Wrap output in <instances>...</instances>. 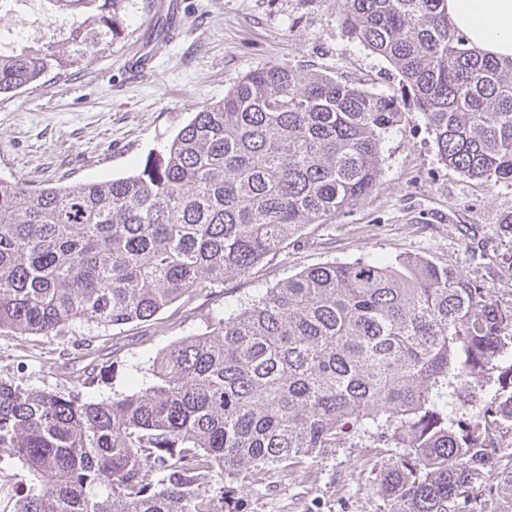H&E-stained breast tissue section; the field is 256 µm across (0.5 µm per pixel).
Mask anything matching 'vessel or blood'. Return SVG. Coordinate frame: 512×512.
<instances>
[{"instance_id":"b4317fda","label":"vessel or blood","mask_w":512,"mask_h":512,"mask_svg":"<svg viewBox=\"0 0 512 512\" xmlns=\"http://www.w3.org/2000/svg\"><path fill=\"white\" fill-rule=\"evenodd\" d=\"M182 33L181 0H156L146 37L126 61L128 74L135 78L147 76L155 68L154 45L175 41Z\"/></svg>"}]
</instances>
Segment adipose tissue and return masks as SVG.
<instances>
[{
    "instance_id": "adipose-tissue-1",
    "label": "adipose tissue",
    "mask_w": 512,
    "mask_h": 512,
    "mask_svg": "<svg viewBox=\"0 0 512 512\" xmlns=\"http://www.w3.org/2000/svg\"><path fill=\"white\" fill-rule=\"evenodd\" d=\"M448 19L483 54L512 58V0H446Z\"/></svg>"
}]
</instances>
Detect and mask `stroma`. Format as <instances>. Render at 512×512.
Wrapping results in <instances>:
<instances>
[{
  "label": "stroma",
  "mask_w": 512,
  "mask_h": 512,
  "mask_svg": "<svg viewBox=\"0 0 512 512\" xmlns=\"http://www.w3.org/2000/svg\"><path fill=\"white\" fill-rule=\"evenodd\" d=\"M152 2L130 0L121 35L90 64L0 96V176L41 188L130 175L194 112L273 63L397 97L402 119L384 135L379 185L349 213L300 232L271 262L153 321L103 332L82 323L58 336L0 335V378L96 401L124 394L148 381L149 357L208 331L212 317L231 314L258 289L309 267L363 257L414 253L457 266L498 304L512 306V234L502 228L512 213V181L470 179L440 159L401 76L347 32L336 0H183V36L156 45L154 73L134 81L124 57ZM62 23L48 0H21L0 13V35L17 47L37 46ZM466 241L472 253L463 252ZM492 439L471 508L512 512V428L497 429ZM383 464L374 449L340 448L305 469L272 470L249 484L216 476L200 491L223 496L227 512H387L376 480Z\"/></svg>",
  "instance_id": "obj_1"
}]
</instances>
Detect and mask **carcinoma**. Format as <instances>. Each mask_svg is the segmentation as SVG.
<instances>
[{
    "instance_id": "carcinoma-1",
    "label": "carcinoma",
    "mask_w": 512,
    "mask_h": 512,
    "mask_svg": "<svg viewBox=\"0 0 512 512\" xmlns=\"http://www.w3.org/2000/svg\"><path fill=\"white\" fill-rule=\"evenodd\" d=\"M61 39L0 42V95L79 67L117 37L127 0H47ZM348 32L386 58L441 159L512 181V58L472 47L446 0H338ZM398 101L270 64L203 107L127 176L32 189L0 177V334L149 321L271 261L379 183ZM110 400L0 378V449L28 487L14 512H218L215 474L313 464L354 438L392 453L388 512H467L489 432L512 426V308L421 255L304 269L205 334L151 358ZM494 385L468 419L448 413Z\"/></svg>"
}]
</instances>
